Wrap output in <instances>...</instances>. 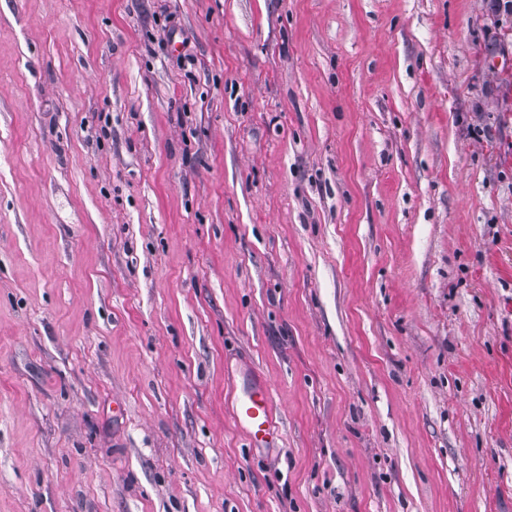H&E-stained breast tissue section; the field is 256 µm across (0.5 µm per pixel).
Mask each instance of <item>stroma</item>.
<instances>
[{
    "mask_svg": "<svg viewBox=\"0 0 512 512\" xmlns=\"http://www.w3.org/2000/svg\"><path fill=\"white\" fill-rule=\"evenodd\" d=\"M493 5L0 0V512H512ZM232 409L237 427L245 432L251 444L266 446L276 439L278 431L271 388L250 370L233 384Z\"/></svg>",
    "mask_w": 512,
    "mask_h": 512,
    "instance_id": "obj_1",
    "label": "stroma"
}]
</instances>
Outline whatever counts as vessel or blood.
Wrapping results in <instances>:
<instances>
[{"mask_svg": "<svg viewBox=\"0 0 512 512\" xmlns=\"http://www.w3.org/2000/svg\"><path fill=\"white\" fill-rule=\"evenodd\" d=\"M233 418L250 443L266 446L277 436L274 397L270 386L252 372L243 373L233 384Z\"/></svg>", "mask_w": 512, "mask_h": 512, "instance_id": "b4317fda", "label": "vessel or blood"}]
</instances>
